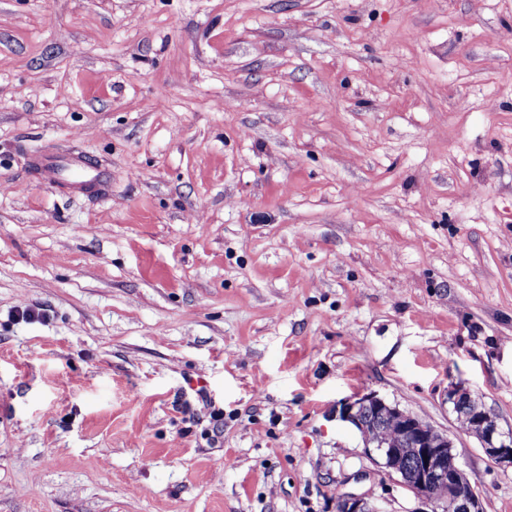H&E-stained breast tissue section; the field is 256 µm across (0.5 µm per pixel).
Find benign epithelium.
I'll return each instance as SVG.
<instances>
[{"mask_svg":"<svg viewBox=\"0 0 512 512\" xmlns=\"http://www.w3.org/2000/svg\"><path fill=\"white\" fill-rule=\"evenodd\" d=\"M454 410L465 409L469 433L481 442L495 463L512 467V432L500 430L497 419L481 399L466 389L448 390ZM338 417L361 429L378 419L398 421L400 441H383L363 435L364 454L377 466L400 478V484L420 500L424 508L416 512H482L481 498L459 467L455 446L448 435L437 431L417 416L370 393L340 405ZM337 512H382L364 496L345 495Z\"/></svg>","mask_w":512,"mask_h":512,"instance_id":"obj_1","label":"benign epithelium"}]
</instances>
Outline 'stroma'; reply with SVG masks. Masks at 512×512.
<instances>
[{
    "label": "stroma",
    "instance_id": "stroma-1",
    "mask_svg": "<svg viewBox=\"0 0 512 512\" xmlns=\"http://www.w3.org/2000/svg\"><path fill=\"white\" fill-rule=\"evenodd\" d=\"M455 385L512 432V0H0V512H417L368 393L512 512ZM50 174L53 179H56L60 176H65L68 179H71L73 182H81L87 177L90 179V181L97 179H112V173L109 171L92 167L88 172H86L84 163L73 160L67 162L64 169L59 168V165L52 167Z\"/></svg>",
    "mask_w": 512,
    "mask_h": 512
}]
</instances>
